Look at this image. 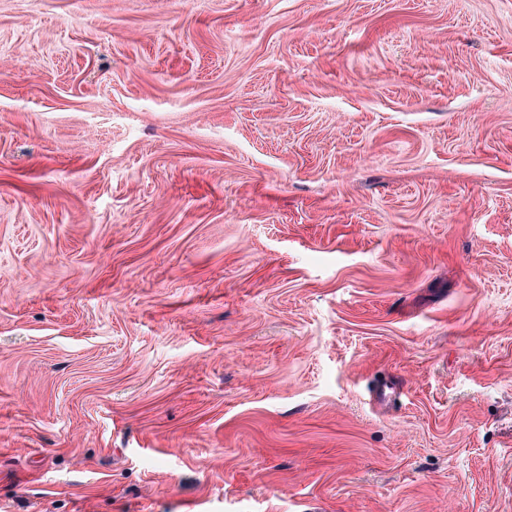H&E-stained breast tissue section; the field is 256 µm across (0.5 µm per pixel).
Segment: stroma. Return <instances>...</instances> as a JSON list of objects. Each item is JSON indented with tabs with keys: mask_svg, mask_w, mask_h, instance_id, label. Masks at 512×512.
Instances as JSON below:
<instances>
[{
	"mask_svg": "<svg viewBox=\"0 0 512 512\" xmlns=\"http://www.w3.org/2000/svg\"><path fill=\"white\" fill-rule=\"evenodd\" d=\"M0 512H512V0H0Z\"/></svg>",
	"mask_w": 512,
	"mask_h": 512,
	"instance_id": "35a3bbf8",
	"label": "stroma"
}]
</instances>
